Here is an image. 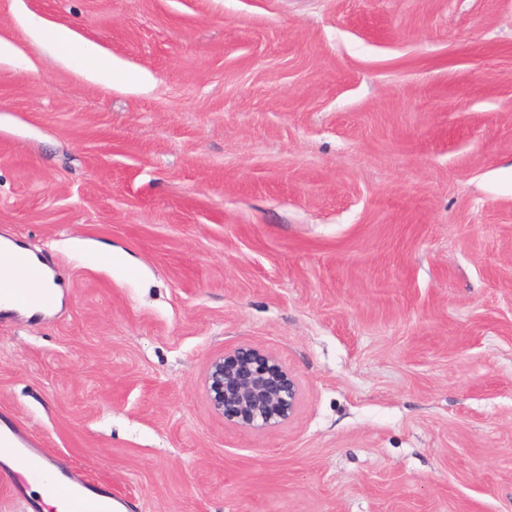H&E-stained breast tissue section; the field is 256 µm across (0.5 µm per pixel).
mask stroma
Segmentation results:
<instances>
[{"mask_svg":"<svg viewBox=\"0 0 512 512\" xmlns=\"http://www.w3.org/2000/svg\"><path fill=\"white\" fill-rule=\"evenodd\" d=\"M0 40V235L63 293L0 313V425L128 512H512V0H0ZM241 345L288 422L212 410ZM26 26L39 44L47 47L62 62L81 72L92 82L110 85L117 79L136 82L142 80L140 76L131 77L124 74L114 64L112 57L101 52L95 44H75L71 32L66 28H48L35 17L29 18ZM205 384L212 409L225 422L257 430L287 421L301 394L298 382L273 354L252 346L213 358Z\"/></svg>","mask_w":512,"mask_h":512,"instance_id":"stroma-1","label":"stroma"}]
</instances>
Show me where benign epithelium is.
Segmentation results:
<instances>
[{"label": "benign epithelium", "mask_w": 512, "mask_h": 512, "mask_svg": "<svg viewBox=\"0 0 512 512\" xmlns=\"http://www.w3.org/2000/svg\"><path fill=\"white\" fill-rule=\"evenodd\" d=\"M205 384L216 414L233 425L257 430L287 421L301 394L298 382L273 354L252 346L213 358Z\"/></svg>", "instance_id": "7a95c632"}]
</instances>
